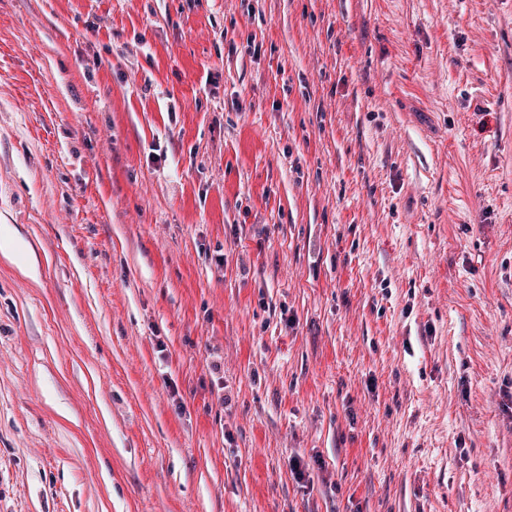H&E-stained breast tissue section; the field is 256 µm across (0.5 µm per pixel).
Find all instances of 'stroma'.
Segmentation results:
<instances>
[{"label": "stroma", "mask_w": 512, "mask_h": 512, "mask_svg": "<svg viewBox=\"0 0 512 512\" xmlns=\"http://www.w3.org/2000/svg\"><path fill=\"white\" fill-rule=\"evenodd\" d=\"M0 230V512H512V0H0Z\"/></svg>", "instance_id": "1"}]
</instances>
